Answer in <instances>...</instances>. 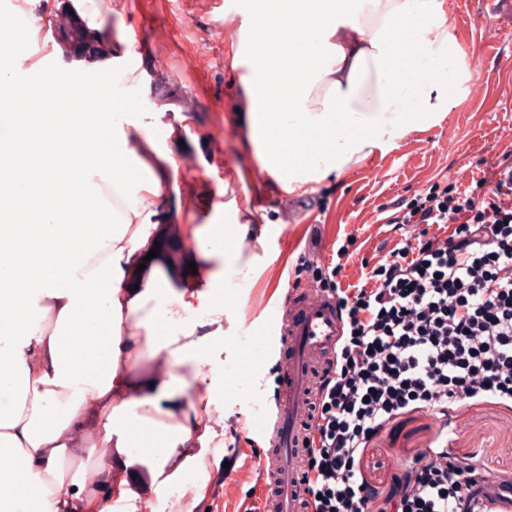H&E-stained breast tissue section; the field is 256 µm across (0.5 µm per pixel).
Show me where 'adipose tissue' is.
<instances>
[{
	"label": "adipose tissue",
	"mask_w": 512,
	"mask_h": 512,
	"mask_svg": "<svg viewBox=\"0 0 512 512\" xmlns=\"http://www.w3.org/2000/svg\"><path fill=\"white\" fill-rule=\"evenodd\" d=\"M250 18L274 19L269 41L239 36L232 65L247 101L246 148L260 172L288 193L308 191L348 164L386 150L449 111L448 0H243ZM308 45L293 36L297 21ZM400 25L426 48L407 58L384 28ZM282 69L290 99L252 64ZM435 69L429 84L413 82L419 63ZM0 68V108L14 117L0 152L40 154L18 180L0 185V301L17 325L0 330V454L16 466L0 472V512H123L134 497L119 474L146 460L157 493L173 494L184 471L220 461L202 424L224 396V382L200 378L192 400L172 383L138 377L144 354H167L192 365L215 352L223 335L224 268L238 253L224 237V209L187 229V248L173 261L167 226L170 173L176 160L145 111L136 68L117 72L109 120L97 129L95 151L74 156L53 119L28 126L26 113L47 100L81 95L80 82L45 71L35 90L13 87ZM322 140L313 153L297 137ZM97 211L99 222L73 231L56 221L51 200L61 174ZM85 340H69L77 322ZM69 458L88 468L64 469ZM110 489L88 492L86 473ZM66 486L58 495L56 486Z\"/></svg>",
	"instance_id": "1"
}]
</instances>
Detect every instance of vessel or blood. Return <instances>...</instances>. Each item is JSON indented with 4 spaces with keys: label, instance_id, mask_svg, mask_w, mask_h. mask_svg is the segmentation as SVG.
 Here are the masks:
<instances>
[{
    "label": "vessel or blood",
    "instance_id": "vessel-or-blood-1",
    "mask_svg": "<svg viewBox=\"0 0 512 512\" xmlns=\"http://www.w3.org/2000/svg\"><path fill=\"white\" fill-rule=\"evenodd\" d=\"M502 0H484L479 26L486 41L498 40L502 29L496 19ZM0 66L8 68L20 80L37 81L39 69L29 55H1ZM83 77L90 92L69 100L59 111L62 125H78L86 135L74 143L83 153L95 146L93 130L98 126L101 100L92 89L100 82L101 67L90 61ZM58 197L63 203L60 223L80 229L94 224L93 211L72 201L69 181H61ZM271 337L264 351L250 346L238 351V368L226 374L225 388L238 387L255 373L262 355L276 356L280 364L281 382L272 395L263 398L265 414L252 421L249 429L264 445L253 467L243 468L224 480L225 495L237 493L243 486L256 484L262 499V512H301L305 486L302 482V450L309 432L304 424L310 404L320 387V375L333 361L336 343L343 333L344 322L335 296L323 293L314 283L289 287L283 303L266 316Z\"/></svg>",
    "mask_w": 512,
    "mask_h": 512
}]
</instances>
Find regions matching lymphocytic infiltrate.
Segmentation results:
<instances>
[{
  "mask_svg": "<svg viewBox=\"0 0 512 512\" xmlns=\"http://www.w3.org/2000/svg\"><path fill=\"white\" fill-rule=\"evenodd\" d=\"M391 221L431 231L335 289L345 331L311 406L310 512H481L512 500V480L451 448L447 430L382 506L367 457L401 415L512 404V155L475 191L432 183Z\"/></svg>",
  "mask_w": 512,
  "mask_h": 512,
  "instance_id": "lymphocytic-infiltrate-1",
  "label": "lymphocytic infiltrate"
}]
</instances>
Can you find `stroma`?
<instances>
[{
    "label": "stroma",
    "instance_id": "obj_1",
    "mask_svg": "<svg viewBox=\"0 0 512 512\" xmlns=\"http://www.w3.org/2000/svg\"><path fill=\"white\" fill-rule=\"evenodd\" d=\"M71 2L86 19L90 34L113 44L114 66L126 63L117 46L119 36L132 38L134 61L143 75L141 104L173 129L168 145L178 168L170 187L180 199L184 223H204L219 204L235 206L240 218L253 219V235L234 247L242 261L256 255L262 261L248 276L227 277L224 300L228 303L250 300L268 308L280 302L281 289L272 288L268 281L277 262L284 267V278L313 281L314 272L304 267L305 249L298 241L310 237L319 224L330 226L334 250L346 235L356 233L357 248L345 265L341 283H358L363 260H375L401 239L398 231L385 224V217L432 183L450 180L462 188L474 185L497 153L501 138L512 136V101L507 98L512 77L498 65L500 58L512 56V34L486 44L475 23L479 0H450L449 22L467 31L470 50L488 58L476 76L487 90L486 99L463 110L452 107L436 124L410 131L392 149L374 151L316 191L289 194L273 177H264L265 202L257 211L245 188L248 176L257 170L245 149L246 101L238 75L229 65L227 31L236 25L234 16L204 9L201 0H138L132 9L126 0ZM62 6V0H20L19 11L27 25L21 41L28 51L35 54L41 45L56 47L68 39L67 28L56 20ZM193 53L204 55L205 60L191 75L184 68V57ZM259 231L264 234L260 241L254 238ZM258 373L259 389L225 390L223 400L211 407L224 418L223 427L210 428L209 433L225 459L250 455L244 426L256 414V393H270L276 384V358H265ZM464 415L481 424L480 431L465 441V451L477 453L493 473L512 474V409L479 406L465 410ZM440 425L436 416L417 412L391 422L374 439L369 467L382 494H389L402 474L396 460H413L419 449L428 447ZM184 486L198 495L197 512H237L244 499L255 496L248 486L239 496H223L219 486L199 481L193 470L187 473Z\"/></svg>",
    "mask_w": 512,
    "mask_h": 512
}]
</instances>
